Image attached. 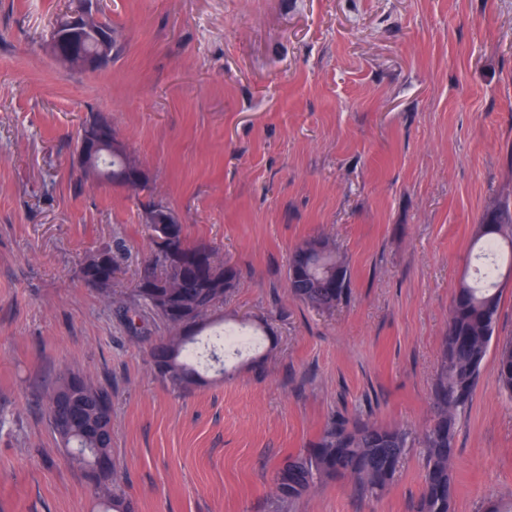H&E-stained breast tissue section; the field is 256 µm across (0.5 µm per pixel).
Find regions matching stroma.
Instances as JSON below:
<instances>
[{"mask_svg": "<svg viewBox=\"0 0 512 512\" xmlns=\"http://www.w3.org/2000/svg\"><path fill=\"white\" fill-rule=\"evenodd\" d=\"M79 0H0V512H94L41 398L63 369L112 397V456L138 512H266L279 459L331 415L423 430L456 289L483 213L512 202V0H98L120 53L70 70L47 52ZM143 162L139 193L85 176L88 113ZM168 205L240 278L219 313L267 325L262 361L178 392L149 361L165 333L87 287L112 248L131 296ZM327 235L352 294L319 313L286 285ZM455 512L512 495V399L486 358L459 419ZM423 451L377 500L335 479L290 512H415Z\"/></svg>", "mask_w": 512, "mask_h": 512, "instance_id": "1", "label": "stroma"}]
</instances>
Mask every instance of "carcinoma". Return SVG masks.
<instances>
[{
  "label": "carcinoma",
  "mask_w": 512,
  "mask_h": 512,
  "mask_svg": "<svg viewBox=\"0 0 512 512\" xmlns=\"http://www.w3.org/2000/svg\"><path fill=\"white\" fill-rule=\"evenodd\" d=\"M134 157L112 152V142L101 143L92 169L110 173L118 185ZM152 239L170 228L169 245L183 256L179 270L170 273L159 248L142 264L130 300L114 303L128 320L140 310L151 312L167 329V336L150 349L154 371L181 390L205 382L194 349L198 336L211 326L210 315L234 288L239 272L224 262L218 249L205 239L190 238L183 224H150ZM473 247L476 259L493 256L488 271L474 283L463 281L449 312L448 332L442 342V364L430 395L431 418L422 433L426 465L417 512H454L457 494L454 472L456 422L471 403L490 349H495L497 382L512 398V339L500 341L497 330L502 289L497 287L503 264L512 270V206L504 202L484 213ZM103 263L81 265L83 281L110 296L119 267L110 248L101 249ZM289 294L322 312L336 308L349 293L348 265L325 235L308 238L292 252L287 270ZM43 406L59 445L87 479L98 512H135L122 489V475L112 459V421L101 423L102 408L112 409L111 395L90 377L73 370L60 372L43 399ZM412 429L382 425L361 416L331 417L308 448L279 460L272 473L268 512H288L299 498L329 478L350 481L361 499H378L394 481L409 448Z\"/></svg>",
  "instance_id": "1"
}]
</instances>
